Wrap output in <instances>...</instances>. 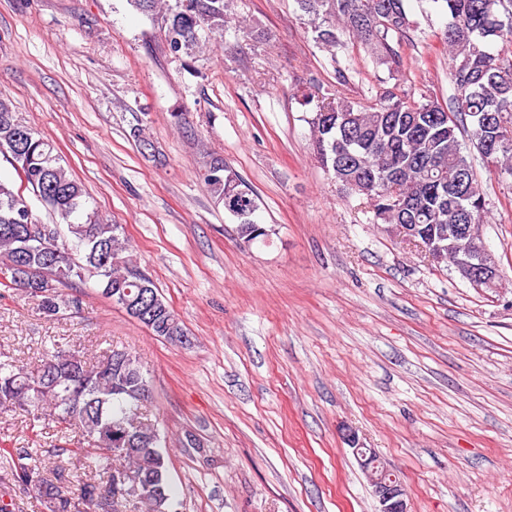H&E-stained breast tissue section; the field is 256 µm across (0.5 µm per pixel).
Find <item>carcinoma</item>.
<instances>
[{"label":"carcinoma","mask_w":512,"mask_h":512,"mask_svg":"<svg viewBox=\"0 0 512 512\" xmlns=\"http://www.w3.org/2000/svg\"><path fill=\"white\" fill-rule=\"evenodd\" d=\"M133 10L157 18L169 54L194 59L205 44L224 36L230 0H127ZM447 16L441 40L448 55V77L455 96L442 103L431 96L416 101L405 92H383L370 105L309 91L315 103L312 144L322 166L343 187L366 199L374 220L448 229L450 224H483L486 191L474 168L471 149L500 178H512V0H433ZM316 44L336 57L344 37L358 40L393 76L401 73L399 51L389 37L413 27L405 0H295ZM448 113V121L412 126L413 118ZM0 155L20 181L52 212L51 236L28 240L25 228L38 223L14 185L0 180V262L13 283L52 291L47 309L56 316L69 305L62 289L98 277L101 294L112 289L138 295L148 286L122 257L121 226L99 219L86 206L85 191L61 164L54 147L0 99ZM204 181L224 210L237 218L238 235L249 242L267 234L253 219L257 196L242 178L221 165L206 169ZM84 352L54 343L29 370L0 359V410L21 411L30 429L46 421L57 432L77 437L74 447H54V466H43L41 450L0 448V459L15 488L36 492L45 512H82L93 501L101 512H119L123 481L144 486L132 502L145 512H177L168 477L164 437L138 415L148 397L140 359L109 348L97 371L84 370ZM74 482L77 497L61 484Z\"/></svg>","instance_id":"carcinoma-1"}]
</instances>
